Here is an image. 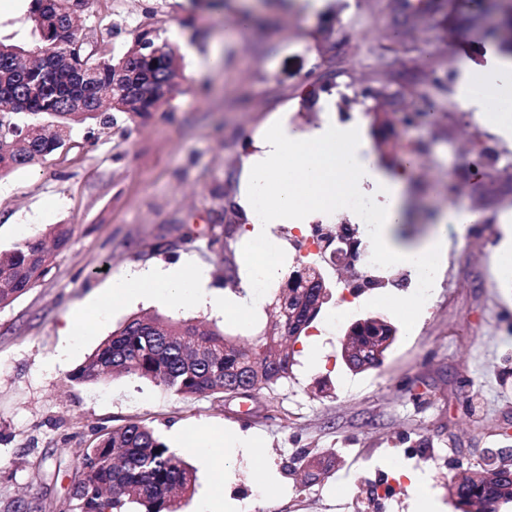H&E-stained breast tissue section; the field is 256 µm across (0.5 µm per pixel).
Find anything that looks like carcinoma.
<instances>
[{"instance_id": "1", "label": "carcinoma", "mask_w": 512, "mask_h": 512, "mask_svg": "<svg viewBox=\"0 0 512 512\" xmlns=\"http://www.w3.org/2000/svg\"><path fill=\"white\" fill-rule=\"evenodd\" d=\"M69 0L49 5L58 27L38 31L41 46L48 47L72 35ZM161 44L144 32L121 56H112L106 45L88 46L89 60L97 64L99 78L94 83L66 81L56 73H40L49 86L43 99L29 101L27 107L4 115L0 123V176L57 154L66 140L52 131L70 132L75 124H106L112 113L99 112L104 98L113 93L110 78L115 68L123 70L128 86L144 98L142 111L130 116L146 119L152 115L154 92L177 78L174 58L156 52ZM10 55L0 56V105L27 94L33 75L15 71ZM41 126L49 136L25 145L15 141V133L4 129ZM72 234L69 224H57L48 233L55 249L67 246ZM52 253L44 238L31 237L9 250H0V308L28 292L50 269ZM293 270L279 288L273 304L277 312L274 325L259 337V347L236 343L219 329L201 331L190 322H174L156 314L134 316L112 332L76 368L70 378L77 383H97L112 376L135 375L148 379L182 398L208 395L221 400L233 384L247 386L252 394L272 392L292 367L287 342L297 341L319 315L326 297L323 273L308 267L299 275ZM288 304L289 316L281 314ZM396 330L383 318L353 322L346 331L349 353L342 354L353 372L379 367L390 348ZM333 466L325 458L307 457L299 468L303 484L319 479ZM82 478L71 488L75 512H180V498L192 492L196 476L176 450L170 448L150 426L130 421L110 431L101 430L82 452ZM448 496L460 512H497L501 503L512 501V478L501 474L483 478L473 471L468 481L448 483Z\"/></svg>"}]
</instances>
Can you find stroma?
Wrapping results in <instances>:
<instances>
[{
    "label": "stroma",
    "instance_id": "obj_1",
    "mask_svg": "<svg viewBox=\"0 0 512 512\" xmlns=\"http://www.w3.org/2000/svg\"><path fill=\"white\" fill-rule=\"evenodd\" d=\"M240 0H86L75 14L79 36L108 41L123 53L142 30L158 39L178 31L179 77L151 117L117 114L106 126L76 125L65 162L50 156L0 176V249L69 224L68 246L55 252L35 288L0 308V501L40 500L50 512H71L70 490L80 456L100 430L132 420L155 428L196 473L181 512H241L260 493L263 512H420L430 496L436 512H457L445 485L467 468L512 462V266L497 258L501 224L512 215V140L465 111L458 99V62L479 66L512 56V44L474 32L461 35L445 12L405 30L400 0H326L311 15L287 0H262L253 23L236 22ZM335 79L327 103L303 90ZM385 97L364 96L365 88ZM340 124L363 119L372 157L394 171L408 151L417 169L412 207L392 235L410 245L431 227L428 212L478 214L464 240L435 269L428 304L396 307L391 295H415L409 267L376 261L378 288L344 304L350 274L303 255L297 234L335 233L317 219L278 224L273 264L290 273L301 260L321 267L328 297L306 336L292 343L287 377L271 393L220 401L184 399L150 380L122 376L76 383L71 373L128 318L159 313L175 321L217 326L253 343L271 317L276 284L255 290L244 319L214 314L189 301L162 304L151 296L101 314L92 329L62 330L70 313L113 276L180 260L205 265L212 283L236 292L247 220L237 197L254 134L276 112L295 126H317L325 105ZM394 133L381 138L379 122ZM497 160L486 174L468 172L473 144ZM383 318L396 336L379 368L350 371L341 358L347 327ZM256 439L254 448L226 449L224 472L194 446L212 430ZM336 455L331 472L301 487L298 459ZM418 473L421 486L397 481Z\"/></svg>",
    "mask_w": 512,
    "mask_h": 512
}]
</instances>
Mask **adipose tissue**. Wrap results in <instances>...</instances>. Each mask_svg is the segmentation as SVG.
I'll use <instances>...</instances> for the list:
<instances>
[{
	"mask_svg": "<svg viewBox=\"0 0 512 512\" xmlns=\"http://www.w3.org/2000/svg\"><path fill=\"white\" fill-rule=\"evenodd\" d=\"M493 89L492 97L472 90L474 82ZM458 98L467 111L490 125L504 138H512V57H493L485 65L463 60ZM257 150L243 164L238 204L249 215L242 238L249 241L267 234L273 224H306L316 217L342 211L353 196L374 202L371 241L385 260L409 266L415 274H428L427 259L448 244L433 231L418 242L402 247L392 237L406 218L409 178L416 168L414 157H405L397 172L377 167L361 125L337 126L328 116L319 126L300 129L286 116H272L258 133ZM157 289L159 301L189 297L238 317L247 309V293L225 298L214 290L207 268L181 265L148 267L115 276L70 316L63 330L71 335L77 326H88L94 315L127 301L137 290Z\"/></svg>",
	"mask_w": 512,
	"mask_h": 512,
	"instance_id": "obj_1",
	"label": "adipose tissue"
}]
</instances>
